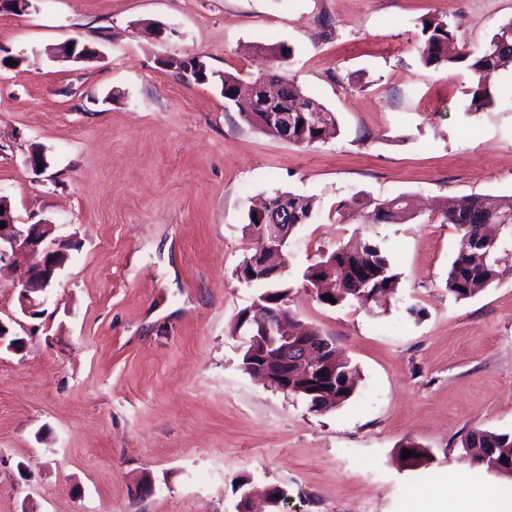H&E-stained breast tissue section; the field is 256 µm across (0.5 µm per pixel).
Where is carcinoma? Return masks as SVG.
Instances as JSON below:
<instances>
[{"label": "carcinoma", "mask_w": 512, "mask_h": 512, "mask_svg": "<svg viewBox=\"0 0 512 512\" xmlns=\"http://www.w3.org/2000/svg\"><path fill=\"white\" fill-rule=\"evenodd\" d=\"M428 25L430 28L422 29L425 35L419 49L422 62L426 66L438 68L472 59L470 67L480 74V78L472 92L469 111H480L491 101L490 85L501 75V71L512 67V20L503 24L485 46L467 48L455 56L448 55V43L457 40V30L444 21L430 20ZM252 49L279 63L289 59L293 52L292 47L285 42H258L252 45ZM269 79L276 82L277 86L272 106L288 112V142L311 145L323 139L325 126L336 128L334 112L306 95L285 76L271 73ZM299 101L322 112L325 121L313 123L306 113L291 111ZM238 113L248 125L266 135H273L265 112L241 102L238 104ZM280 195L288 197L290 210L297 212L306 221L311 218L314 208L312 198L286 191L280 192ZM358 205L365 224L404 223L410 218L408 203L403 195L384 200L364 198ZM441 217L442 223L454 225L468 241V248L455 257L448 270V293L457 299L470 298L496 281L502 273V257L498 256L497 248H482L480 243L488 237L485 231L488 224L512 228V195H476L450 199L445 202ZM330 274L336 280L337 306L353 302L365 306L373 294H394L399 288V274L394 271L389 254L369 239L351 240L336 251L321 256L319 261L305 270L303 278L313 285L316 280ZM252 284L263 289H280L281 302L275 310L288 313V323L297 329L310 336L320 335L317 328L297 320L288 306L291 288L287 274L282 273L272 278L258 277ZM355 373L356 370L347 361L336 364V385L332 391L336 397L334 406H340L354 396ZM461 447V460L470 466L490 470L483 457V453L490 450L491 457L502 467L500 473L512 472V434L473 429L461 440Z\"/></svg>", "instance_id": "1"}]
</instances>
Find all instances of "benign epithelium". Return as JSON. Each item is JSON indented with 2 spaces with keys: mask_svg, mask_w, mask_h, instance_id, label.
<instances>
[{
  "mask_svg": "<svg viewBox=\"0 0 512 512\" xmlns=\"http://www.w3.org/2000/svg\"><path fill=\"white\" fill-rule=\"evenodd\" d=\"M204 69L200 59L187 57L180 60L177 73L185 81L198 79ZM268 197L256 207L261 211L268 207V223L256 225L251 237L254 252L251 265L255 269L273 267L282 273L288 266V201L272 205ZM0 268L23 267L25 278L19 284L18 304L23 315L37 317L45 306L51 289L59 279L68 260V251L73 247V236L62 232V226L47 221L35 224H18L13 216L9 200L0 196ZM253 314L251 326L243 338L248 356L256 364L251 374L263 380L270 387L288 395L300 396L307 393L312 400L307 402L308 410L319 412L331 408L334 398L320 386L318 373L322 365L336 369L337 355L328 351L321 338H310L288 325V315L277 311H264L258 307L249 310ZM22 339L12 336L10 325L0 321V349L16 351ZM260 497L270 506H277L276 488L246 489L242 502Z\"/></svg>",
  "mask_w": 512,
  "mask_h": 512,
  "instance_id": "benign-epithelium-1",
  "label": "benign epithelium"
}]
</instances>
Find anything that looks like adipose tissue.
Masks as SVG:
<instances>
[{"instance_id": "adipose-tissue-1", "label": "adipose tissue", "mask_w": 512, "mask_h": 512, "mask_svg": "<svg viewBox=\"0 0 512 512\" xmlns=\"http://www.w3.org/2000/svg\"><path fill=\"white\" fill-rule=\"evenodd\" d=\"M416 498L438 502L445 512H512V483L491 485L477 494L464 473L453 472L443 487L417 492Z\"/></svg>"}]
</instances>
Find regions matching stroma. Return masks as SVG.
<instances>
[{
  "label": "stroma",
  "instance_id": "obj_1",
  "mask_svg": "<svg viewBox=\"0 0 512 512\" xmlns=\"http://www.w3.org/2000/svg\"><path fill=\"white\" fill-rule=\"evenodd\" d=\"M484 46L512 0H32L0 11V195L17 223L47 220L77 247L40 319L0 353V512H238L240 479L285 489L276 512H405L414 488L466 471L474 428L512 433V267L457 299L461 247L440 204L512 195V94L479 112L466 64L428 67L425 20ZM96 49L60 61L69 40ZM280 71L334 112L339 133L294 145L244 123L216 83L165 60L243 78ZM42 150L45 169L26 160ZM313 198L288 239L290 308L356 365L344 406L309 412L242 368L231 329L258 287L235 269L259 198ZM413 219L362 224L339 202L396 195ZM400 275L388 303L330 307L302 274L353 237ZM412 439L427 465L402 466ZM151 494L133 493L141 481Z\"/></svg>",
  "mask_w": 512,
  "mask_h": 512
}]
</instances>
